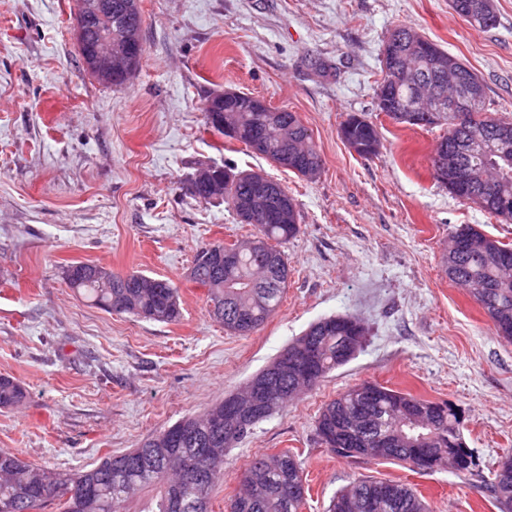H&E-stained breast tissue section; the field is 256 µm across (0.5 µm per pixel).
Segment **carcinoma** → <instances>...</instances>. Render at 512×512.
Wrapping results in <instances>:
<instances>
[{
  "label": "carcinoma",
  "instance_id": "1",
  "mask_svg": "<svg viewBox=\"0 0 512 512\" xmlns=\"http://www.w3.org/2000/svg\"><path fill=\"white\" fill-rule=\"evenodd\" d=\"M122 11L123 32L141 38L143 17L140 0H112ZM108 35L107 23L89 17L82 34L77 36L80 60L85 70L98 82L121 87L128 79L101 77L89 66V58L99 42ZM416 36L407 26L394 28L381 48L382 77L377 82L376 111L395 112L408 104L413 95L412 82L394 80L392 64L407 51ZM432 55L453 62L465 84L476 86L481 97L467 125L456 122L455 110L448 103L423 120V127H442L434 156L472 139L479 128L484 135L486 153L466 154L463 160L480 172L494 164L489 149L496 146L498 133L512 131V120L497 118L485 109L486 86L483 80L460 58L430 41ZM250 96L220 98L214 93L205 103L206 125L211 116L224 113L245 129L239 142L250 146L260 134L268 147L263 156L277 162L284 141L297 147L291 158V171L302 176L306 166L322 162L309 129L297 113L279 109L280 118L268 119L267 113L249 105ZM344 136L362 146L363 157L379 154L381 140L376 125L363 115L350 114L341 124ZM251 173L235 171L229 166L220 170L224 180L220 194L197 189L194 198L209 202L219 197L234 210L251 194ZM271 194L267 205L277 209L288 202L285 215L276 220L253 224V237L240 244H217L220 254L211 245L197 250L191 280L206 290L209 313L224 325V330L245 336L262 326L279 306L288 285L290 268L282 247L299 232L300 214L297 204L280 183L268 180ZM458 199L473 203L488 214L512 223V164L500 180L476 183L463 192H452ZM448 279L465 287L481 305L490 319L506 312L512 316V247L486 235L475 224L455 226L448 235L443 254ZM71 288L92 305L110 314H127L139 319L173 323L181 316L178 289L167 279L147 277L139 272L126 274V279H112V287L104 288L86 263L66 269ZM348 316H330L310 325L304 334L288 347L299 349L309 342L317 345L318 356L313 364V378L301 384L291 369L272 361L261 370L279 385L272 410L288 404L299 394L311 390L331 372L346 365L357 354L347 352L357 336H366L363 322L354 326ZM27 397L26 389L15 379L0 376V408H12ZM432 405L429 400L397 391L380 383L363 382L326 403L316 421L318 443L340 457L350 458L347 445L340 442L341 431L350 428L367 439L385 438L390 448L382 458L413 466V450L406 438L427 435L433 447L456 456L455 471L471 473L472 455L465 448L458 412L445 404V412L421 414ZM224 414V403L209 410L185 417L147 438L141 446L121 454H108L88 470H53L24 461L18 454L0 450V512H36L48 504L59 502L62 512H212L211 493L224 481V452L230 443L246 437L253 427L269 417L262 412L250 415L245 424L224 442V428L215 427L214 420ZM247 499L232 501L230 512H302L307 488L302 463L288 451L262 454L252 460L241 477ZM147 488L158 489L143 507H129L131 500ZM497 505L512 504V456L504 457L490 484ZM328 512H429L428 504L410 486L393 481L359 480L336 494Z\"/></svg>",
  "mask_w": 512,
  "mask_h": 512
}]
</instances>
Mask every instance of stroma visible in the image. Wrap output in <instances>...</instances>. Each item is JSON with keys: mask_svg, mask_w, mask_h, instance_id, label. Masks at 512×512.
I'll return each instance as SVG.
<instances>
[{"mask_svg": "<svg viewBox=\"0 0 512 512\" xmlns=\"http://www.w3.org/2000/svg\"><path fill=\"white\" fill-rule=\"evenodd\" d=\"M495 3L496 27L478 31L448 0H140L144 59L126 86L107 87L78 56L75 0H0V375L27 391L0 409V449L92 468L241 389L311 323L348 315L368 329L362 350L229 449L213 512H228L254 456L283 450L304 468L302 512H326L360 478L408 483L434 512H499L490 483L512 454V343L448 279L442 254L454 225L512 243V223L434 179L442 129L375 107L381 45L403 24L458 56L484 81L488 111L512 119V0ZM227 89L297 112L322 156L319 177L208 129L204 102ZM353 113L376 124V157L342 140ZM214 163L264 173L301 215L280 305L247 336L226 332L188 277L201 246L252 233L228 203L188 192ZM78 262L170 280L179 321L92 306L65 279ZM363 381L453 405L472 475L319 446L320 408Z\"/></svg>", "mask_w": 512, "mask_h": 512, "instance_id": "35a3bbf8", "label": "stroma"}]
</instances>
